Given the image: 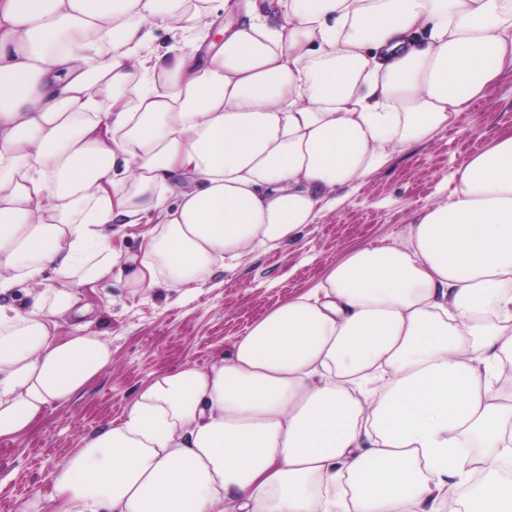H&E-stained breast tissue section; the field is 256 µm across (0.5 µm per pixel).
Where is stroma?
<instances>
[{
    "label": "stroma",
    "instance_id": "obj_1",
    "mask_svg": "<svg viewBox=\"0 0 512 512\" xmlns=\"http://www.w3.org/2000/svg\"><path fill=\"white\" fill-rule=\"evenodd\" d=\"M506 130H512L511 73L472 104L458 129L396 156L294 240L245 252L235 268L215 271L190 292L134 293L117 278L102 281L88 299L92 329L110 345L112 365L79 395L47 409L29 433L0 440V512H26L33 499L49 498L46 474L119 417L150 377L187 362L209 364L248 324L313 287L354 246L400 238L418 212L449 194L452 173Z\"/></svg>",
    "mask_w": 512,
    "mask_h": 512
}]
</instances>
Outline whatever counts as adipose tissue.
<instances>
[{"label":"adipose tissue","instance_id":"1","mask_svg":"<svg viewBox=\"0 0 512 512\" xmlns=\"http://www.w3.org/2000/svg\"><path fill=\"white\" fill-rule=\"evenodd\" d=\"M219 19L205 54L156 52ZM510 72L512 0H0V439L111 366L87 289L278 247ZM454 182L154 375L49 475L52 512H512V132Z\"/></svg>","mask_w":512,"mask_h":512}]
</instances>
